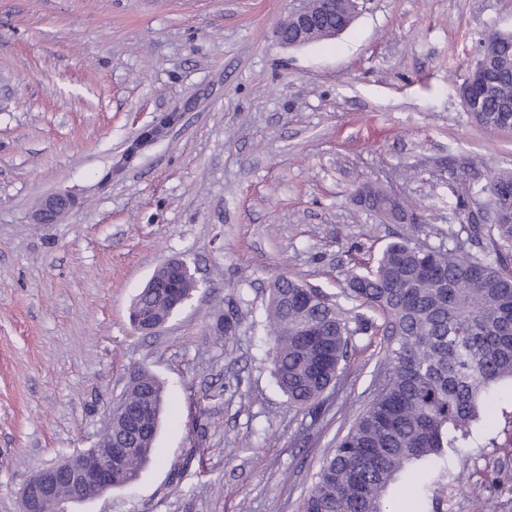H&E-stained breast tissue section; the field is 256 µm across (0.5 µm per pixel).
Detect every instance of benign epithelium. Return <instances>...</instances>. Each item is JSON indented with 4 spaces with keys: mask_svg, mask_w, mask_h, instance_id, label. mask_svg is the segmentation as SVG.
Masks as SVG:
<instances>
[{
    "mask_svg": "<svg viewBox=\"0 0 512 512\" xmlns=\"http://www.w3.org/2000/svg\"><path fill=\"white\" fill-rule=\"evenodd\" d=\"M290 15L293 19L291 38L279 36L288 46H300L317 28L319 18L328 7L329 0H292ZM182 113L176 112L170 121L157 123L145 130L141 143L161 135L166 129L181 120ZM72 205L66 193H54L42 199L36 211L37 224H56ZM134 327L143 333L153 334L166 323L165 319L132 313ZM122 444L112 439V424H107L104 435L94 447L77 452L29 480L20 493V512H70L74 502L102 496L115 488L112 474V454L121 450Z\"/></svg>",
    "mask_w": 512,
    "mask_h": 512,
    "instance_id": "1",
    "label": "benign epithelium"
}]
</instances>
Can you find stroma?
Segmentation results:
<instances>
[{
	"instance_id": "obj_1",
	"label": "stroma",
	"mask_w": 512,
	"mask_h": 512,
	"mask_svg": "<svg viewBox=\"0 0 512 512\" xmlns=\"http://www.w3.org/2000/svg\"><path fill=\"white\" fill-rule=\"evenodd\" d=\"M290 0H0V512L91 447L132 369L163 383L156 454L135 483L71 512H297L327 448L387 367L355 336L319 413L289 410L272 374L269 286L282 273L338 295L399 237L459 229L463 169L512 168V133L473 123L458 87L512 0H362L343 33L289 47ZM181 121L125 161L163 113ZM381 183L419 225L360 203ZM76 203L36 224L44 196ZM186 262L199 288L156 334L130 307ZM238 320L214 335L218 317ZM471 448L450 484L471 512L512 441ZM420 465L391 486L422 512Z\"/></svg>"
}]
</instances>
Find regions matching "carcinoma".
I'll use <instances>...</instances> for the list:
<instances>
[{"mask_svg":"<svg viewBox=\"0 0 512 512\" xmlns=\"http://www.w3.org/2000/svg\"><path fill=\"white\" fill-rule=\"evenodd\" d=\"M342 20L325 14L311 40ZM481 58L484 68L467 79V86L479 87L478 96H467L468 114L483 128L511 132L512 32L488 35ZM485 197L512 206V171L461 179L455 207L467 225V243L392 242L373 270L350 274L341 303L286 274L270 285L273 373L289 408L312 411L320 404L359 334L382 336L389 359L373 399L324 456L298 512H395L388 488L421 462L435 469L423 486L426 512H448V457L481 447L480 425L499 420L494 394L505 383L512 387V220H491L496 208L479 206ZM365 204L396 222L416 220L381 187H366ZM158 274L162 287L143 289L133 306L166 317L173 297L189 296L196 282L187 268L172 284L165 269ZM130 384L127 401L146 422L119 463V486L137 480L152 457L164 401L162 382L148 370L135 369Z\"/></svg>","mask_w":512,"mask_h":512,"instance_id":"cac0c4a2","label":"carcinoma"}]
</instances>
